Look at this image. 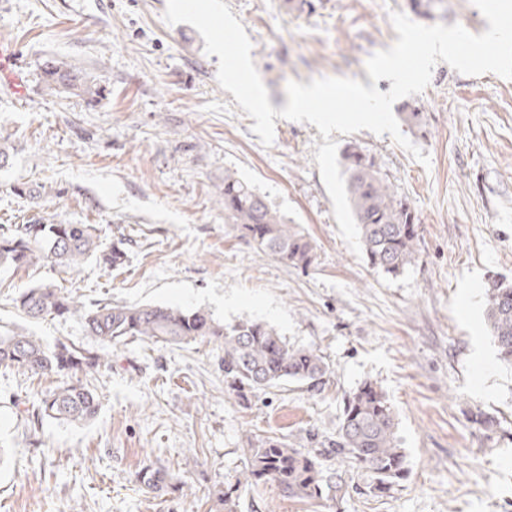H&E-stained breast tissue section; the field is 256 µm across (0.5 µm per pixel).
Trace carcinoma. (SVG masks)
Listing matches in <instances>:
<instances>
[{
  "instance_id": "obj_1",
  "label": "carcinoma",
  "mask_w": 512,
  "mask_h": 512,
  "mask_svg": "<svg viewBox=\"0 0 512 512\" xmlns=\"http://www.w3.org/2000/svg\"><path fill=\"white\" fill-rule=\"evenodd\" d=\"M46 87L59 96H85L94 101L100 88L82 70L55 60L44 64ZM341 173L358 224L368 263L389 275H398L419 252V224L406 197L392 188L374 158L356 144L341 153ZM224 219L264 254L294 267L310 268L316 259L308 236L273 210L254 187L235 173L224 171ZM95 224H62L39 215L25 224L0 225V268L19 269L47 261L75 271L98 251ZM124 242L102 254L105 265H126ZM486 318L500 359L512 365V282L493 277L486 283ZM28 318L72 316L81 320L86 335L117 346L129 338L152 344L188 345L214 342L224 351V383L241 401L259 390L288 383L315 393L324 391L329 366L320 350L288 343L264 322L241 320L225 325L208 311L159 305L99 304L86 307L71 292L47 285L27 287L15 298ZM108 359L63 342L52 346L17 327L0 326V365L28 373L88 375ZM93 392L82 383L66 384L32 402L30 420L83 422L97 410ZM246 463L236 490L255 491L272 483L287 497L317 500L323 495L322 461L340 457L370 472L385 487L404 477L405 453L396 438V423L385 394L366 381L343 403L336 440L328 448H302L282 436L251 442L243 449ZM165 470L143 464L138 479L149 490L166 482Z\"/></svg>"
}]
</instances>
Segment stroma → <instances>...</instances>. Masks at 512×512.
<instances>
[{"mask_svg": "<svg viewBox=\"0 0 512 512\" xmlns=\"http://www.w3.org/2000/svg\"><path fill=\"white\" fill-rule=\"evenodd\" d=\"M243 24L274 109L285 86L322 77L371 81L367 59L398 35L389 13L409 0H225ZM167 0H0V41L11 43L22 92L0 89V225L47 213L95 224L103 247L124 239V268L88 258L74 272L49 262L0 269V325H23L46 344L93 350L74 317L24 319L14 299L52 284L85 305L202 308L225 323L271 324L294 346H313L331 368L319 394L294 386L241 404L224 384L214 343L132 341L85 378L95 417L33 427L25 409L63 376L0 366V512H209L235 486L248 439L314 431L335 438L343 400L372 381L385 393L406 455V478L378 488L342 459L324 469L336 489L306 502L274 484L241 495L238 512H512V367L485 321V285L512 282V80L468 76L436 64L410 96L423 114L404 134L431 158L423 166L390 135L332 133L358 143L414 207L419 256L389 276L339 234L314 155L309 123L276 119L264 147L253 118L217 82L219 58L188 24H167ZM433 23L480 34L471 0H438ZM81 66L103 87L97 101L50 94L41 66ZM234 171L316 244L307 270L259 253L224 221L218 201ZM45 185L41 198L15 185ZM153 460L184 476L189 492L148 491Z\"/></svg>", "mask_w": 512, "mask_h": 512, "instance_id": "1", "label": "stroma"}]
</instances>
